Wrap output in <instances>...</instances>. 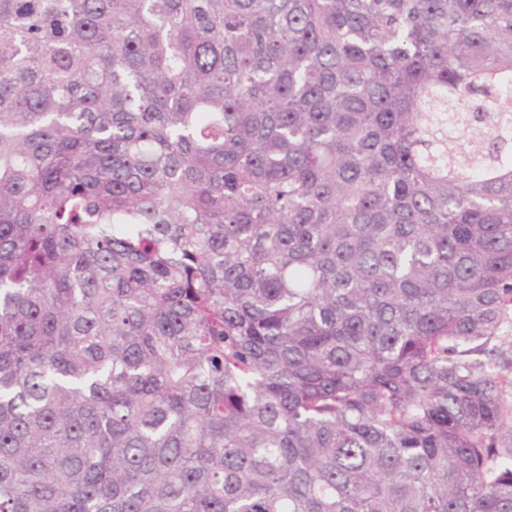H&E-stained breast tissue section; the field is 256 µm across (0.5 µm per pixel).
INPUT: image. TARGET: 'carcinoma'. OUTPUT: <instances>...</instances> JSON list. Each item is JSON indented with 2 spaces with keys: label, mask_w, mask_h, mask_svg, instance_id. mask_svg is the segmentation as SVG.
Returning <instances> with one entry per match:
<instances>
[{
  "label": "carcinoma",
  "mask_w": 512,
  "mask_h": 512,
  "mask_svg": "<svg viewBox=\"0 0 512 512\" xmlns=\"http://www.w3.org/2000/svg\"><path fill=\"white\" fill-rule=\"evenodd\" d=\"M512 0H0V512H512Z\"/></svg>",
  "instance_id": "1"
}]
</instances>
